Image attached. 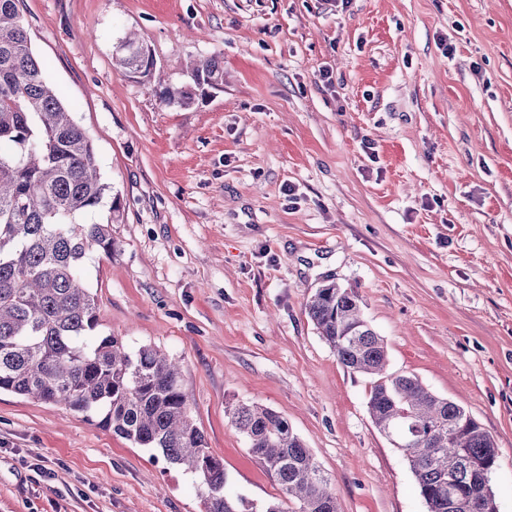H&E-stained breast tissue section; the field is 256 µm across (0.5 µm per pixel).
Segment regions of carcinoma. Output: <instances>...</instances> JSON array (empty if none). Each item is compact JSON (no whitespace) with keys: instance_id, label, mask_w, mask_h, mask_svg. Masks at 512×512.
Returning <instances> with one entry per match:
<instances>
[{"instance_id":"carcinoma-1","label":"carcinoma","mask_w":512,"mask_h":512,"mask_svg":"<svg viewBox=\"0 0 512 512\" xmlns=\"http://www.w3.org/2000/svg\"><path fill=\"white\" fill-rule=\"evenodd\" d=\"M0 0V391L60 404L194 477L204 512H284L282 503L247 502L226 491L224 463L207 446L183 389L179 361L97 333L96 294L83 279L96 253L112 254V195L93 143L35 57L19 9ZM147 44L118 42L124 74H155ZM192 84L163 88L161 100L189 107L197 92L224 82L216 57L191 67ZM306 312L347 369L372 379L368 413L401 452L428 512H494L485 472L497 461L490 435L463 407L415 376L387 372L383 339L365 320L357 291L331 283ZM231 423L295 512H339L331 481L279 413L240 404Z\"/></svg>"}]
</instances>
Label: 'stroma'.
Listing matches in <instances>:
<instances>
[{
    "instance_id": "1",
    "label": "stroma",
    "mask_w": 512,
    "mask_h": 512,
    "mask_svg": "<svg viewBox=\"0 0 512 512\" xmlns=\"http://www.w3.org/2000/svg\"><path fill=\"white\" fill-rule=\"evenodd\" d=\"M122 223L84 277L104 334L181 359L231 494L280 495L228 410L285 417L340 512H426L305 306L355 288L388 370L462 406L512 512V0H22ZM136 33L169 106L113 66ZM0 512H203L193 477L64 406L0 392ZM192 84L179 89L163 88L160 98L166 105L176 104L189 107L194 104L197 92H203L205 86L214 88L224 82V67L218 58L201 59L191 67Z\"/></svg>"
}]
</instances>
